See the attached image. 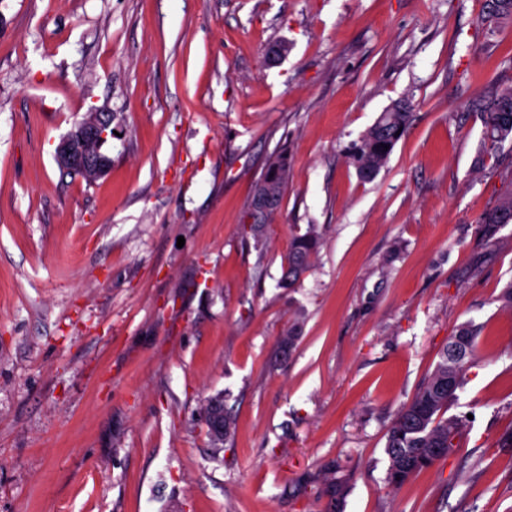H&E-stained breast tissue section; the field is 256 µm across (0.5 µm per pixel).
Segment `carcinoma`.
I'll use <instances>...</instances> for the list:
<instances>
[{"label": "carcinoma", "mask_w": 512, "mask_h": 512, "mask_svg": "<svg viewBox=\"0 0 512 512\" xmlns=\"http://www.w3.org/2000/svg\"><path fill=\"white\" fill-rule=\"evenodd\" d=\"M490 9L484 23L495 29L500 21L512 19V0H488ZM481 113L484 137L481 148L497 151L512 139V88H491L473 102ZM410 106L397 101L376 119L374 124L354 143L349 159L359 177L373 180L386 164L397 142L404 136L410 123ZM289 158L285 149L274 153L267 161L263 177L278 190V198L288 184ZM512 222V175L496 206L479 216L477 229L483 246L493 251L500 246L499 230ZM320 237L312 227L293 236L284 257L278 287L294 288L300 282L298 271H307L318 253ZM478 327L472 323L461 325L440 355L432 372L422 383L412 400L397 412L387 432L385 454L388 459L386 482L400 487L419 472L434 466L456 451L467 417L448 414L463 387L465 372L475 357ZM350 483L339 465L329 463L322 481L315 486L316 498L326 500V512H343Z\"/></svg>", "instance_id": "cac0c4a2"}]
</instances>
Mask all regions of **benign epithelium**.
<instances>
[{"instance_id": "1", "label": "benign epithelium", "mask_w": 512, "mask_h": 512, "mask_svg": "<svg viewBox=\"0 0 512 512\" xmlns=\"http://www.w3.org/2000/svg\"><path fill=\"white\" fill-rule=\"evenodd\" d=\"M112 135V114L109 112H90L79 121L75 128L64 136L56 147L57 165L64 175L94 176L105 171L104 161L99 158L100 148ZM260 191L254 202V214L248 220L251 225L265 223L269 212L276 209L277 196L259 182ZM214 439H224V413L215 410L206 421Z\"/></svg>"}]
</instances>
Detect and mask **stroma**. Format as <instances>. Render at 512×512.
<instances>
[{
  "label": "stroma",
  "mask_w": 512,
  "mask_h": 512,
  "mask_svg": "<svg viewBox=\"0 0 512 512\" xmlns=\"http://www.w3.org/2000/svg\"><path fill=\"white\" fill-rule=\"evenodd\" d=\"M485 0H0V512H512V223L477 218L512 169L473 100L512 87V20ZM274 41L288 56L267 57ZM412 117L385 166L348 159ZM111 113L107 173L55 149ZM288 187L242 219L279 146ZM321 246L277 283L292 237ZM466 322L455 453L403 486L386 435ZM298 337L289 357L278 340ZM235 419L214 453L204 405ZM410 119V106L404 101H397L382 112L353 144L349 159L363 181H371L378 175L404 136ZM384 146H388L387 151H384ZM259 187L260 191L254 202V214L248 220V224L254 225L251 227L252 231L250 232L255 238H258L256 230L259 231L260 228H264L267 225L265 220L269 212L275 210L277 206V196L270 189L264 187L263 180H260ZM256 225H258V228H255ZM339 472L338 464H327L322 481L315 486L316 498L326 500L327 512H343L342 507L349 493V477L346 474L337 476Z\"/></svg>",
  "instance_id": "stroma-1"
}]
</instances>
